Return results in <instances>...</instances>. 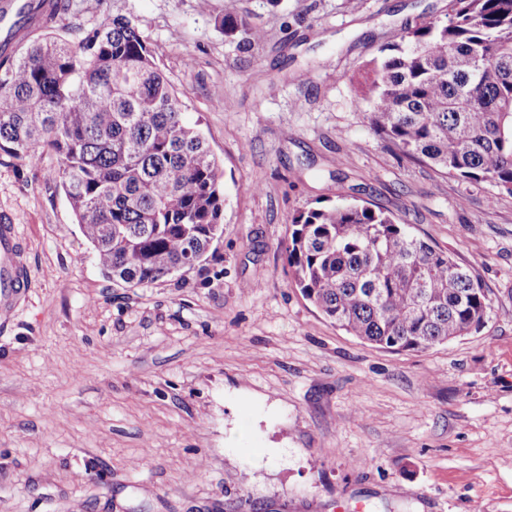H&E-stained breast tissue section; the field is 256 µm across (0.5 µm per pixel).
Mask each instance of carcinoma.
<instances>
[{"instance_id": "1", "label": "carcinoma", "mask_w": 512, "mask_h": 512, "mask_svg": "<svg viewBox=\"0 0 512 512\" xmlns=\"http://www.w3.org/2000/svg\"><path fill=\"white\" fill-rule=\"evenodd\" d=\"M45 34L0 51V152H44L98 264L116 285L153 284L206 261L224 235V171L124 15L50 33L55 3L26 0ZM242 50L265 35L218 21ZM391 153L512 195V0H452L445 17L382 45L358 83ZM294 282L336 326L391 351H427L483 327L481 283L389 213L339 196L293 215Z\"/></svg>"}]
</instances>
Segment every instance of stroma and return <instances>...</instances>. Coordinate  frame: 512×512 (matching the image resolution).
Masks as SVG:
<instances>
[{"mask_svg":"<svg viewBox=\"0 0 512 512\" xmlns=\"http://www.w3.org/2000/svg\"><path fill=\"white\" fill-rule=\"evenodd\" d=\"M449 0H72L135 17L224 170V236L144 287L107 279L49 176L0 156L25 301L0 326V512H512V195L391 154L359 67ZM250 15L244 53L217 22ZM352 195L468 267L484 327L425 352L351 336L297 288L289 218Z\"/></svg>","mask_w":512,"mask_h":512,"instance_id":"stroma-1","label":"stroma"}]
</instances>
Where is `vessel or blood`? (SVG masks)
<instances>
[{
	"label": "vessel or blood",
	"instance_id": "obj_1",
	"mask_svg": "<svg viewBox=\"0 0 512 512\" xmlns=\"http://www.w3.org/2000/svg\"><path fill=\"white\" fill-rule=\"evenodd\" d=\"M29 279L17 227L9 217L0 218V320L15 313Z\"/></svg>",
	"mask_w": 512,
	"mask_h": 512
}]
</instances>
